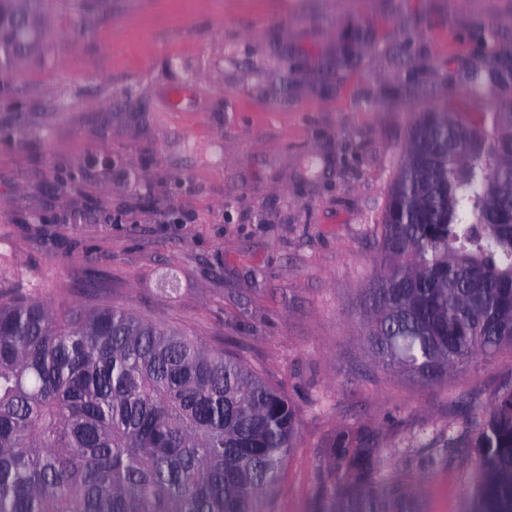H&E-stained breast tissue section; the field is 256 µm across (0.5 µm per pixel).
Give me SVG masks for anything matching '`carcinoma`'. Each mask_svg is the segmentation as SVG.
I'll return each mask as SVG.
<instances>
[{
	"mask_svg": "<svg viewBox=\"0 0 512 512\" xmlns=\"http://www.w3.org/2000/svg\"><path fill=\"white\" fill-rule=\"evenodd\" d=\"M512 112H423L361 291L369 357L435 383L512 347ZM495 168L498 180L487 183ZM469 438L473 512H512V380ZM298 433L288 398L242 359L127 309L0 301V512H260ZM368 439L330 449L363 488L354 512H396Z\"/></svg>",
	"mask_w": 512,
	"mask_h": 512,
	"instance_id": "carcinoma-1",
	"label": "carcinoma"
}]
</instances>
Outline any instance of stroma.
<instances>
[{
    "mask_svg": "<svg viewBox=\"0 0 512 512\" xmlns=\"http://www.w3.org/2000/svg\"><path fill=\"white\" fill-rule=\"evenodd\" d=\"M0 71V299L110 304L294 405L272 512H326L340 430L412 512H471L467 434L512 348L434 384L366 357L360 291L421 113L512 84V0H47ZM494 27L497 70L485 65Z\"/></svg>",
    "mask_w": 512,
    "mask_h": 512,
    "instance_id": "35a3bbf8",
    "label": "stroma"
}]
</instances>
